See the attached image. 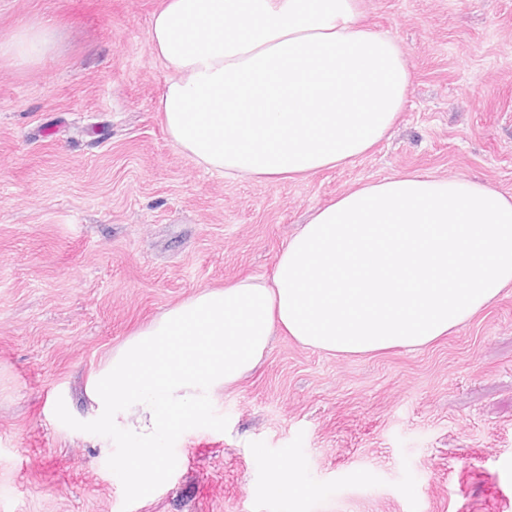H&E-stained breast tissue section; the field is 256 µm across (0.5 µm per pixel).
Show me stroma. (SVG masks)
Wrapping results in <instances>:
<instances>
[{
  "instance_id": "stroma-1",
  "label": "stroma",
  "mask_w": 512,
  "mask_h": 512,
  "mask_svg": "<svg viewBox=\"0 0 512 512\" xmlns=\"http://www.w3.org/2000/svg\"><path fill=\"white\" fill-rule=\"evenodd\" d=\"M162 0H0V512H512V292L415 349L333 355L285 334L129 482L91 420L89 375L205 288L270 274L312 209L401 172L512 195V0H362L414 78L371 152L300 180L199 166L156 101ZM288 466L290 496L270 495ZM54 44V31L37 22L19 28L8 41L0 43V55L21 64L38 63Z\"/></svg>"
}]
</instances>
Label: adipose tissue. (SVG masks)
<instances>
[{
  "label": "adipose tissue",
  "instance_id": "1",
  "mask_svg": "<svg viewBox=\"0 0 512 512\" xmlns=\"http://www.w3.org/2000/svg\"><path fill=\"white\" fill-rule=\"evenodd\" d=\"M361 0H164L148 49L169 73L157 101L174 146L259 182L307 177L371 150L397 123L405 49L363 23ZM55 44L33 23L0 43L21 64ZM512 288V195L401 173L316 208L270 275L205 289L113 351L87 395L148 488L166 439L251 371L272 336L360 355L418 347Z\"/></svg>",
  "mask_w": 512,
  "mask_h": 512
}]
</instances>
